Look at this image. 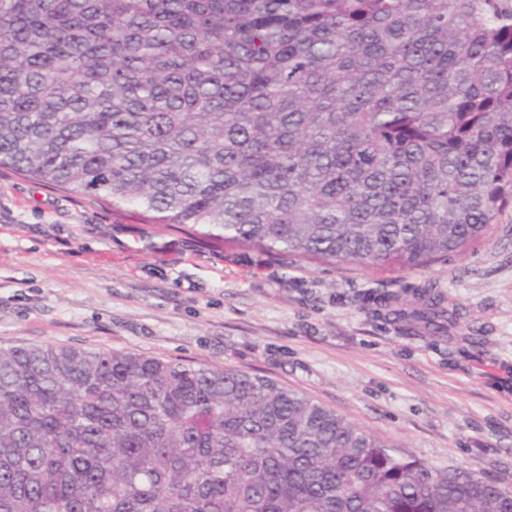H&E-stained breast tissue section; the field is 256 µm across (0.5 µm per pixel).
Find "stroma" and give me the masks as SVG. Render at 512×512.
I'll return each mask as SVG.
<instances>
[{
	"instance_id": "1",
	"label": "stroma",
	"mask_w": 512,
	"mask_h": 512,
	"mask_svg": "<svg viewBox=\"0 0 512 512\" xmlns=\"http://www.w3.org/2000/svg\"><path fill=\"white\" fill-rule=\"evenodd\" d=\"M426 283L447 333L376 302ZM48 344L267 377L398 455L512 488V207L467 254L404 273L227 246L0 168V348Z\"/></svg>"
}]
</instances>
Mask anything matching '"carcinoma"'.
Masks as SVG:
<instances>
[{
    "label": "carcinoma",
    "instance_id": "obj_1",
    "mask_svg": "<svg viewBox=\"0 0 512 512\" xmlns=\"http://www.w3.org/2000/svg\"><path fill=\"white\" fill-rule=\"evenodd\" d=\"M0 167L243 248L416 271L512 205V0H0ZM404 330H448L444 297ZM0 512H512L246 372L0 349Z\"/></svg>",
    "mask_w": 512,
    "mask_h": 512
}]
</instances>
